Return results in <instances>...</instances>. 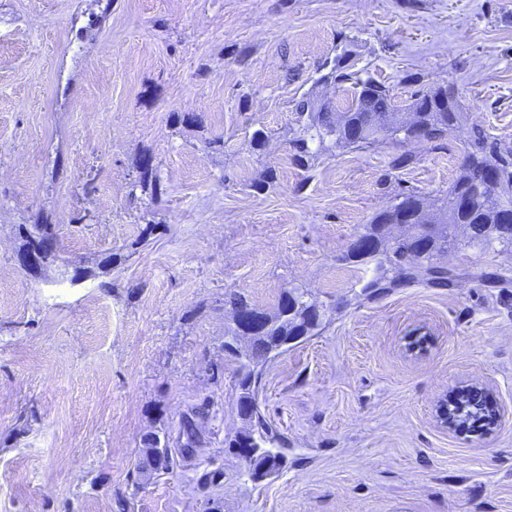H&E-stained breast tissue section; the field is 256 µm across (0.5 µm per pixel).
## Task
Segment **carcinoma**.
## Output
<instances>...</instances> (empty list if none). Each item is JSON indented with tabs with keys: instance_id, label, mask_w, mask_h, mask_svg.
<instances>
[{
	"instance_id": "1",
	"label": "carcinoma",
	"mask_w": 512,
	"mask_h": 512,
	"mask_svg": "<svg viewBox=\"0 0 512 512\" xmlns=\"http://www.w3.org/2000/svg\"><path fill=\"white\" fill-rule=\"evenodd\" d=\"M338 81H352L357 90L354 94H363L358 99L355 112H391L395 109L394 98L390 89L384 84H376L374 80L353 77V74L340 72L333 75ZM448 92V111H440L432 96V90L418 92L414 102L421 110V120L433 127H447L456 130L461 127L462 113L453 87L446 88ZM336 119L332 113L323 112L321 117H313L302 128V135L294 141L295 159L302 166H307L313 157L310 144L324 142L335 131ZM469 165L477 168L486 165L495 166L502 177L504 193L512 196V149L505 148L496 142L488 141L485 133L475 130L470 135L469 149L466 152ZM469 192L464 176H459L448 190V205L443 211L448 215L445 224H409L404 235L392 238L387 234L386 226L389 216L376 214L370 224L364 227L361 236L375 235L381 240V249L375 256L362 257L347 251L345 258L360 262L376 264L375 275L367 282L362 294L371 297L378 296L392 288L407 283H422L432 288H447L453 285L457 273L448 269L443 258L448 255V245H456L459 236L468 239V243L481 249L494 244L512 247V228H504L498 220L494 206L476 199L470 207L460 209L456 199ZM26 248L41 251L51 258H57L56 232L53 224H35L31 229H25ZM296 295V306L288 318L280 321L267 333L269 336L263 359H268L284 351L283 343L293 336L303 340L318 334L323 328L325 312L314 301L305 299V292L297 287L291 289ZM227 355L236 363L238 399H252L258 384L261 366L257 359H245L233 352ZM482 411V405L468 395L456 402L455 410L450 417L463 423ZM257 422L256 443L259 446H271L280 443L277 436L269 432L260 416H255ZM281 465L280 453L265 449L251 459L249 470L264 469L270 474Z\"/></svg>"
}]
</instances>
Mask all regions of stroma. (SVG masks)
<instances>
[{"label":"stroma","instance_id":"obj_1","mask_svg":"<svg viewBox=\"0 0 512 512\" xmlns=\"http://www.w3.org/2000/svg\"><path fill=\"white\" fill-rule=\"evenodd\" d=\"M340 57L402 109L450 83L463 126L296 166L297 102H351ZM474 127L512 147V0H0V512H512V417L437 420L467 386L512 414V250L459 244L455 287L370 299L342 259L403 195L440 205ZM35 224L58 258L27 268ZM294 286L324 327L262 368L284 462L254 482L225 299ZM200 406L194 457L143 480L144 436ZM26 248L32 251H42L45 255L56 259L55 225L35 224L32 230L25 228Z\"/></svg>","mask_w":512,"mask_h":512}]
</instances>
